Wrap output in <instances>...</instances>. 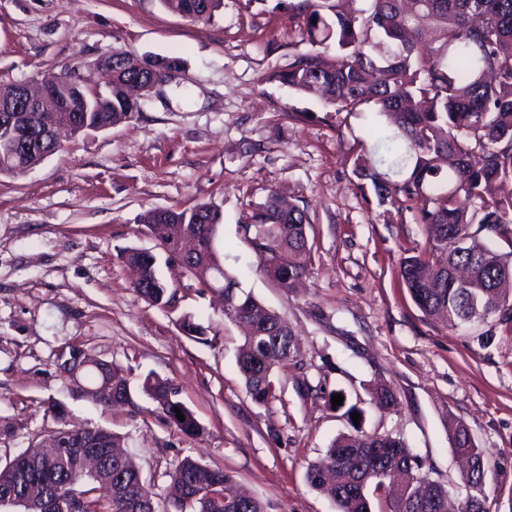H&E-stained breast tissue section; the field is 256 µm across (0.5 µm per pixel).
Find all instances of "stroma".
<instances>
[{
    "label": "stroma",
    "mask_w": 512,
    "mask_h": 512,
    "mask_svg": "<svg viewBox=\"0 0 512 512\" xmlns=\"http://www.w3.org/2000/svg\"><path fill=\"white\" fill-rule=\"evenodd\" d=\"M289 0H219L189 19L160 0H0V85L87 72L116 49L178 56L183 69L146 96L140 113L82 135L39 165L0 175V461L37 444L63 404L72 423L122 437L147 485L184 457L231 472L271 512H336L307 468L339 435L406 441L453 499L464 484L448 435L455 419L484 451L489 512H512V320L451 331L428 320L399 270L426 234L411 216L379 218L352 173L373 109L338 123L310 96L273 80L310 51ZM305 208L319 255L299 287L256 273L244 226L270 190ZM207 203L223 222L217 247L241 288L288 322L302 355L276 399L259 405L236 367L241 329L176 263L160 271L173 293L149 305L129 286L128 248L158 251L138 222L149 209ZM186 315L209 341L182 334ZM112 364L132 405L90 402L61 367L69 348ZM170 381L204 428L189 437L139 391ZM389 386L395 406L371 390ZM342 393L332 406L329 395ZM362 414L352 420L350 407Z\"/></svg>",
    "instance_id": "35a3bbf8"
}]
</instances>
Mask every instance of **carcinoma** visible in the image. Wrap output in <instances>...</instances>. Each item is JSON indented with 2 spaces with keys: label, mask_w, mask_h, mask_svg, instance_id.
<instances>
[{
  "label": "carcinoma",
  "mask_w": 512,
  "mask_h": 512,
  "mask_svg": "<svg viewBox=\"0 0 512 512\" xmlns=\"http://www.w3.org/2000/svg\"><path fill=\"white\" fill-rule=\"evenodd\" d=\"M160 2L198 19L217 0ZM341 3L301 0L288 6L289 16L305 15V33L315 50L273 77L317 98L338 116L371 104L389 120L371 146L360 145L352 167L358 180L370 181L382 214L410 211L414 223L425 229V247L400 265L403 284L419 310L450 330L497 315L512 319V296L506 290L512 284V251L502 253L491 245L512 238V0H371L368 9L356 14ZM140 62L159 77L182 60L114 50L112 92L90 113L92 122L109 126L134 117L125 85L140 74L135 68ZM86 102L94 103L88 91L58 99L55 115L80 112ZM23 119V129L44 128L54 115L25 112ZM138 223L203 291L223 292L224 317L250 329L236 359L246 392L257 404L276 398L279 376L298 363L300 348L284 319L243 292L225 270L215 246L219 211L209 204L161 217L148 210ZM310 228L305 209L285 206L279 193L270 191L244 228L257 256L256 271L287 289L306 277L314 260ZM187 235L198 250L185 257L179 247ZM283 254L288 264L273 266ZM123 262L131 288L145 302L155 307L170 302L155 254L129 248ZM179 329L201 341L207 335L190 316L180 320ZM85 378L82 391L95 403L107 405L111 394L131 400L126 379L115 372L107 377L95 362L86 366ZM140 391L155 403L157 416L183 434L204 432L168 381L148 374ZM371 403L393 406L395 393L380 385L372 390ZM178 411L185 421L178 419ZM51 413L74 439L104 432L99 426L67 423L55 405ZM67 452L48 457L29 448L0 465V498L17 493L30 504V512H52V491L73 490L78 494L75 512H159L156 493L133 457L88 473ZM401 469L412 470L414 480L397 483ZM307 476L337 512H448V488L422 472V463L399 437L340 435L309 465ZM165 477V499L174 512H268L256 497L233 499V475L191 457L177 462Z\"/></svg>",
  "instance_id": "cac0c4a2"
}]
</instances>
